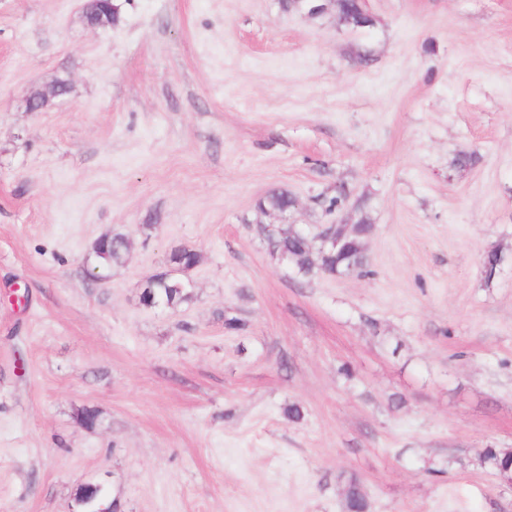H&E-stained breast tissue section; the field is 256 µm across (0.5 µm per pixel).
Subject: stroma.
<instances>
[{
  "instance_id": "obj_1",
  "label": "stroma",
  "mask_w": 512,
  "mask_h": 512,
  "mask_svg": "<svg viewBox=\"0 0 512 512\" xmlns=\"http://www.w3.org/2000/svg\"><path fill=\"white\" fill-rule=\"evenodd\" d=\"M114 2L93 29L84 0H0V512H76L86 482L117 512H345L352 477L370 512H512L484 461L512 451V265L483 267L512 250V0H364L363 29ZM276 191L297 208L260 213ZM361 205L360 272L302 276L260 231ZM181 247L191 299L146 307ZM128 242L122 234L105 235L99 238L92 247L88 258L90 270H99L105 275L114 266L122 265L128 250ZM93 275L96 271H90Z\"/></svg>"
}]
</instances>
